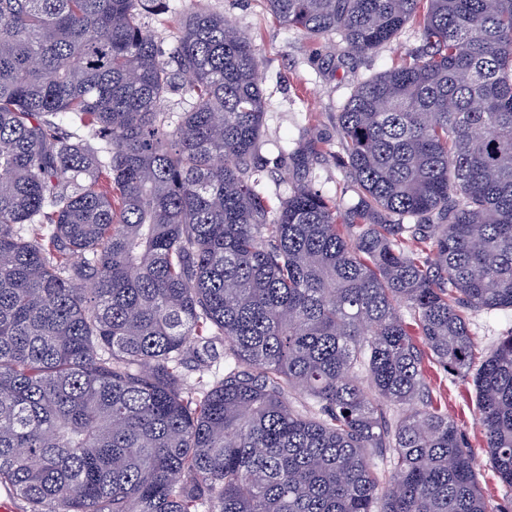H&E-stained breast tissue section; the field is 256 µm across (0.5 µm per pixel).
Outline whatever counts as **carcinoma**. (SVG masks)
I'll list each match as a JSON object with an SVG mask.
<instances>
[{
	"mask_svg": "<svg viewBox=\"0 0 512 512\" xmlns=\"http://www.w3.org/2000/svg\"><path fill=\"white\" fill-rule=\"evenodd\" d=\"M151 2L0 0V485L29 512H487L424 361L472 381L512 487V332L478 361L468 322L512 311V0H266L358 57L418 25L336 113L348 200L260 190L250 38L196 7L164 55ZM311 142L281 154L306 173Z\"/></svg>",
	"mask_w": 512,
	"mask_h": 512,
	"instance_id": "cac0c4a2",
	"label": "carcinoma"
}]
</instances>
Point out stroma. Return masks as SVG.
I'll use <instances>...</instances> for the list:
<instances>
[{
    "mask_svg": "<svg viewBox=\"0 0 512 512\" xmlns=\"http://www.w3.org/2000/svg\"><path fill=\"white\" fill-rule=\"evenodd\" d=\"M209 10L222 14L249 35L263 61L260 73L265 98L263 150L267 162L261 188L268 194L287 195L295 175L280 147L291 146L300 131L311 128L319 154L309 177L316 189L342 197L348 178L336 154L339 150L336 114L356 81L408 60L420 46L413 27L372 55L344 59V44L336 37H312L285 26L267 11L264 0H201ZM470 329L478 354H486L497 339L512 331V311L474 312ZM430 395L464 432L477 457V481L487 499L488 512H512V488L505 487L491 467L477 421L473 387L446 373L438 365L425 368Z\"/></svg>",
    "mask_w": 512,
    "mask_h": 512,
    "instance_id": "stroma-1",
    "label": "stroma"
}]
</instances>
